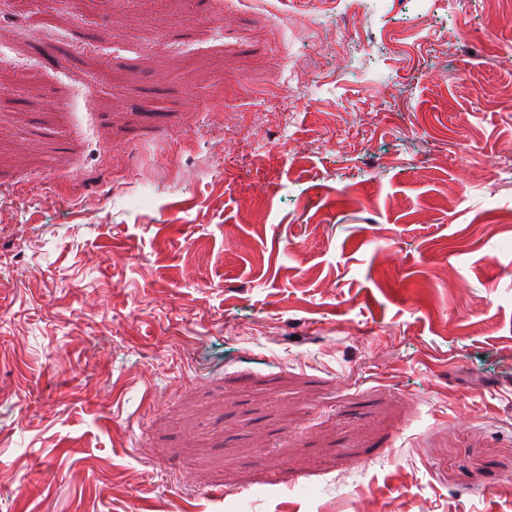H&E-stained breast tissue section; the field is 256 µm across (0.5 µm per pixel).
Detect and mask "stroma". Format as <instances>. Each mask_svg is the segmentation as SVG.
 Here are the masks:
<instances>
[{
	"label": "stroma",
	"instance_id": "1",
	"mask_svg": "<svg viewBox=\"0 0 512 512\" xmlns=\"http://www.w3.org/2000/svg\"><path fill=\"white\" fill-rule=\"evenodd\" d=\"M55 7L0 28V512H512V9Z\"/></svg>",
	"mask_w": 512,
	"mask_h": 512
}]
</instances>
